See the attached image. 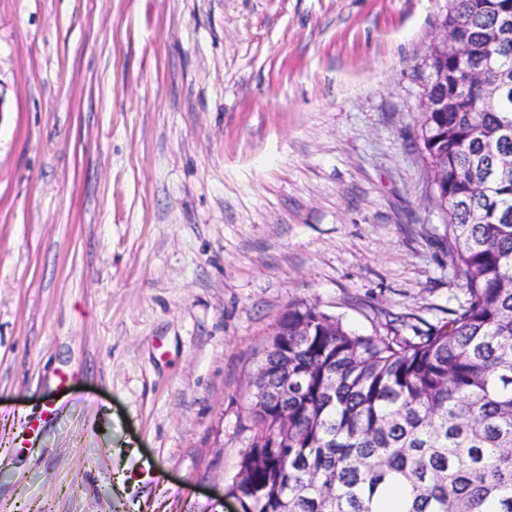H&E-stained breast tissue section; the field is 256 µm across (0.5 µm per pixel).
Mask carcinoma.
<instances>
[{
    "mask_svg": "<svg viewBox=\"0 0 512 512\" xmlns=\"http://www.w3.org/2000/svg\"><path fill=\"white\" fill-rule=\"evenodd\" d=\"M470 24L466 62L448 60V93L481 107L467 72L512 73V38L489 43L512 0H451ZM430 161L448 155V255L464 281L453 318L411 336L357 334L314 306L288 307V346L266 353L288 405L257 403L262 435L230 493L244 512H512V83L484 112L432 115Z\"/></svg>",
    "mask_w": 512,
    "mask_h": 512,
    "instance_id": "carcinoma-1",
    "label": "carcinoma"
}]
</instances>
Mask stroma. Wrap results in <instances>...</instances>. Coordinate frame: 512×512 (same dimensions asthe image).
<instances>
[{"label": "stroma", "mask_w": 512, "mask_h": 512, "mask_svg": "<svg viewBox=\"0 0 512 512\" xmlns=\"http://www.w3.org/2000/svg\"><path fill=\"white\" fill-rule=\"evenodd\" d=\"M448 5L0 0V512H242L289 306L448 322Z\"/></svg>", "instance_id": "obj_1"}]
</instances>
